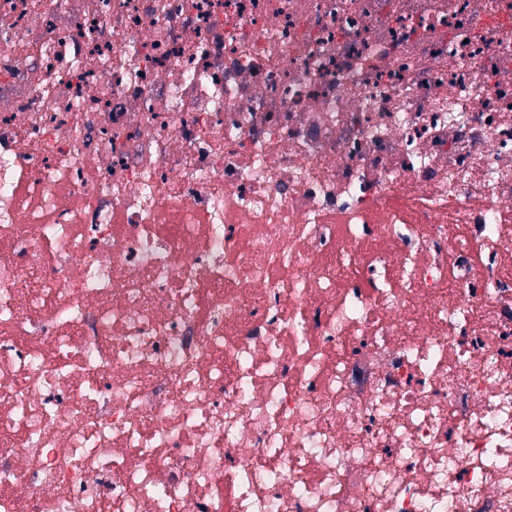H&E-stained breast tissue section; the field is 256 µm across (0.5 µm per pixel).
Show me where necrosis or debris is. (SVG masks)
Instances as JSON below:
<instances>
[{
	"mask_svg": "<svg viewBox=\"0 0 512 512\" xmlns=\"http://www.w3.org/2000/svg\"><path fill=\"white\" fill-rule=\"evenodd\" d=\"M0 512H512V0H0Z\"/></svg>",
	"mask_w": 512,
	"mask_h": 512,
	"instance_id": "obj_1",
	"label": "necrosis or debris"
}]
</instances>
